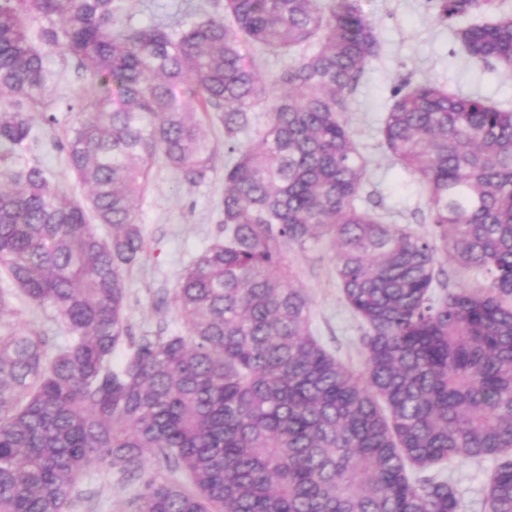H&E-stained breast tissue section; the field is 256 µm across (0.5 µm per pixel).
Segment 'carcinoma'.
<instances>
[{"mask_svg": "<svg viewBox=\"0 0 512 512\" xmlns=\"http://www.w3.org/2000/svg\"><path fill=\"white\" fill-rule=\"evenodd\" d=\"M433 8L466 56L512 72L505 0ZM47 46L93 77L58 143L80 200L24 158L57 123ZM271 52L294 64L268 85ZM381 54L361 0H224L178 31L122 21L119 0H0V512H64L89 469L129 480L148 459L138 512H464L459 457L494 462L481 512H512V108L397 85L379 134L424 191L418 236L364 203L343 118ZM200 115L224 130L223 238L179 275L187 334L135 336L150 172L208 179ZM320 240L363 324L360 371L314 334L286 263ZM440 253L484 285L437 288ZM19 297L57 335L21 323Z\"/></svg>", "mask_w": 512, "mask_h": 512, "instance_id": "1", "label": "carcinoma"}]
</instances>
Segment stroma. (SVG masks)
I'll use <instances>...</instances> for the list:
<instances>
[{
    "mask_svg": "<svg viewBox=\"0 0 512 512\" xmlns=\"http://www.w3.org/2000/svg\"><path fill=\"white\" fill-rule=\"evenodd\" d=\"M126 18L140 27L165 22L173 27L216 14V0H123ZM366 19L374 26L382 45L381 59L370 63L353 95L347 121L354 128L368 160L365 193L379 201L380 214L389 223L427 233L421 221L425 194L413 176L391 164L381 145L379 128L400 79L428 81L464 94H479L512 107V73L472 66L462 56L447 28L437 24L428 0H363ZM59 76L52 87L58 122L44 129L41 144L32 157L49 175L76 196L86 190L70 175L58 142L73 124L68 109L74 97L91 87L90 76H77L62 67L64 51H45ZM224 185V156L216 154L206 182L193 189L179 185L175 173L158 165L139 214L145 240V259L126 277L129 319L134 334L168 324L185 332V321L169 299L182 268L214 242L219 226L213 208ZM286 261L295 281L310 298L312 328L324 346L353 368H360L357 350L361 324L347 308L336 277L335 253L321 241L303 249H291ZM493 469L492 461L475 463L457 459L452 475L464 492L467 512H479L478 501ZM141 489L137 480L124 481L117 474L92 470L80 483L81 498L68 512H136L133 500Z\"/></svg>",
    "mask_w": 512,
    "mask_h": 512,
    "instance_id": "stroma-1",
    "label": "stroma"
}]
</instances>
